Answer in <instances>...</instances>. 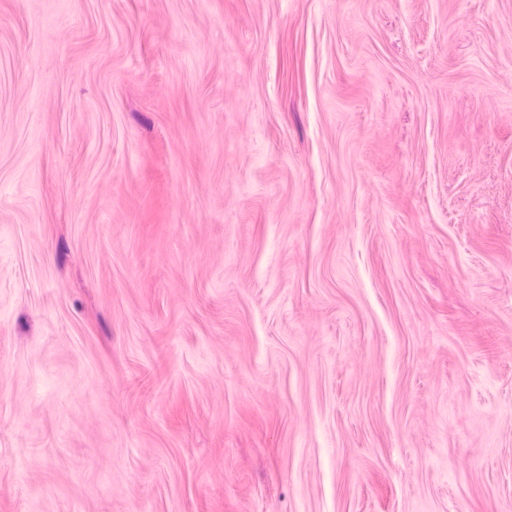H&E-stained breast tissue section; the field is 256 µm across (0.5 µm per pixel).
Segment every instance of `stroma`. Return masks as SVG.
I'll list each match as a JSON object with an SVG mask.
<instances>
[{
  "label": "stroma",
  "mask_w": 512,
  "mask_h": 512,
  "mask_svg": "<svg viewBox=\"0 0 512 512\" xmlns=\"http://www.w3.org/2000/svg\"><path fill=\"white\" fill-rule=\"evenodd\" d=\"M0 512H512V0H0Z\"/></svg>",
  "instance_id": "35a3bbf8"
}]
</instances>
